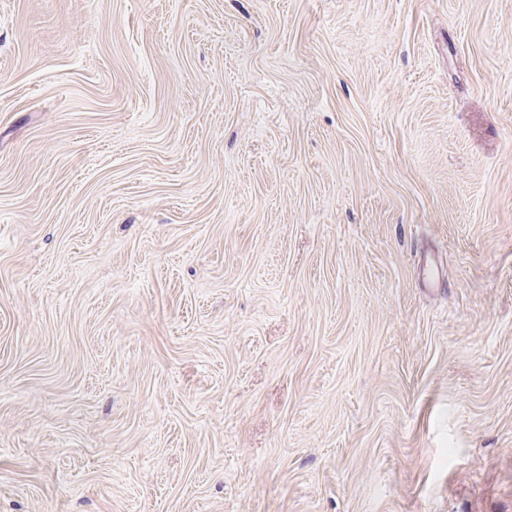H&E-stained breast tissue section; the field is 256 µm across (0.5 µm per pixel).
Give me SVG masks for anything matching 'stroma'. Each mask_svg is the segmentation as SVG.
Segmentation results:
<instances>
[{"label":"stroma","instance_id":"stroma-1","mask_svg":"<svg viewBox=\"0 0 512 512\" xmlns=\"http://www.w3.org/2000/svg\"><path fill=\"white\" fill-rule=\"evenodd\" d=\"M0 512H512V0H0Z\"/></svg>","mask_w":512,"mask_h":512}]
</instances>
